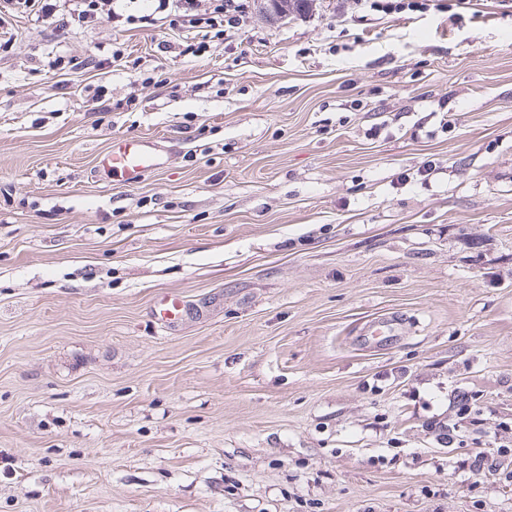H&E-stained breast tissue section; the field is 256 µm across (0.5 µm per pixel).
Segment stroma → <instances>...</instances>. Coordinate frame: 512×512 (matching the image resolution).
<instances>
[{"instance_id":"1","label":"stroma","mask_w":512,"mask_h":512,"mask_svg":"<svg viewBox=\"0 0 512 512\" xmlns=\"http://www.w3.org/2000/svg\"><path fill=\"white\" fill-rule=\"evenodd\" d=\"M0 512H512V0L15 10ZM215 2L209 12L210 16L203 18L210 28L225 26L238 29L243 26L247 13L245 0H215ZM434 1L442 0H363L371 10L398 14L407 10L417 12L428 9L431 4L427 2ZM164 164L152 141L114 136L99 157L97 168L113 184L135 186L143 176Z\"/></svg>"}]
</instances>
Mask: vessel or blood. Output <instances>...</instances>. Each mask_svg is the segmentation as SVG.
<instances>
[{
	"mask_svg": "<svg viewBox=\"0 0 512 512\" xmlns=\"http://www.w3.org/2000/svg\"><path fill=\"white\" fill-rule=\"evenodd\" d=\"M164 163L153 142L135 137H113L99 157V171L112 183L134 186L143 176Z\"/></svg>",
	"mask_w": 512,
	"mask_h": 512,
	"instance_id": "vessel-or-blood-1",
	"label": "vessel or blood"
}]
</instances>
